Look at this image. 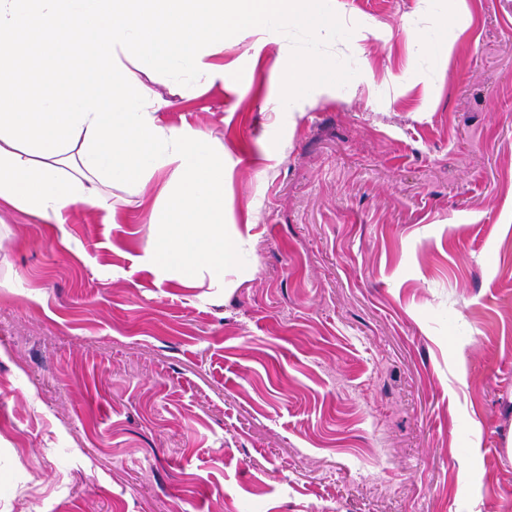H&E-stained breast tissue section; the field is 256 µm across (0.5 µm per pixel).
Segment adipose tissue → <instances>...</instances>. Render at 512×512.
<instances>
[{
  "label": "adipose tissue",
  "instance_id": "adipose-tissue-1",
  "mask_svg": "<svg viewBox=\"0 0 512 512\" xmlns=\"http://www.w3.org/2000/svg\"><path fill=\"white\" fill-rule=\"evenodd\" d=\"M301 0H0V206L61 219L75 204L111 210L106 187L132 190L167 170L149 263L194 285L224 272V157L201 131L160 125L164 100L130 70L146 59L208 85L237 29L304 24Z\"/></svg>",
  "mask_w": 512,
  "mask_h": 512
}]
</instances>
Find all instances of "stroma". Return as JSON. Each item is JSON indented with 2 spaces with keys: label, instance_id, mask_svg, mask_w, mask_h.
<instances>
[{
  "label": "stroma",
  "instance_id": "35a3bbf8",
  "mask_svg": "<svg viewBox=\"0 0 512 512\" xmlns=\"http://www.w3.org/2000/svg\"><path fill=\"white\" fill-rule=\"evenodd\" d=\"M318 9L130 66L224 155L223 278L148 267L156 177L0 209V512H512V0ZM316 61L308 58L295 60L292 69L288 71V92L293 94L302 87L309 77L313 75Z\"/></svg>",
  "mask_w": 512,
  "mask_h": 512
}]
</instances>
